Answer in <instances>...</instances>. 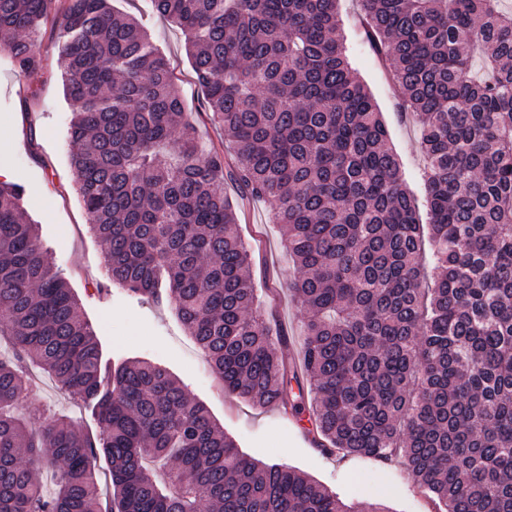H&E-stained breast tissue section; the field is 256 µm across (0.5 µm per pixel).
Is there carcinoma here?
I'll list each match as a JSON object with an SVG mask.
<instances>
[{"mask_svg":"<svg viewBox=\"0 0 512 512\" xmlns=\"http://www.w3.org/2000/svg\"><path fill=\"white\" fill-rule=\"evenodd\" d=\"M361 2L421 125L423 215L337 0H150L224 132L205 147L165 55L111 0H0V51L34 73L38 33L56 29L73 188L105 285L166 299L224 390L257 407L298 413L291 382L307 385L322 452L397 460L438 512H512V12ZM25 193L0 182V512H389L255 460L165 367L104 360ZM254 199L297 266V360L256 312L239 234ZM36 369L91 409L97 436L63 418L28 427Z\"/></svg>","mask_w":512,"mask_h":512,"instance_id":"cac0c4a2","label":"carcinoma"}]
</instances>
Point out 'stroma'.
I'll return each mask as SVG.
<instances>
[{
  "instance_id": "35a3bbf8",
  "label": "stroma",
  "mask_w": 512,
  "mask_h": 512,
  "mask_svg": "<svg viewBox=\"0 0 512 512\" xmlns=\"http://www.w3.org/2000/svg\"><path fill=\"white\" fill-rule=\"evenodd\" d=\"M115 3L140 19L166 54L201 142L216 138L218 132L201 105L202 93L187 61L181 30L153 13L148 0ZM337 8L350 62L383 114L409 185L418 186L424 165L419 125L398 109L396 92L360 24L359 0H338ZM40 40L45 61L32 75L15 74L0 57V166L8 169L10 181L25 186L24 204L41 226L49 260L73 286L104 356L120 353L169 369L190 396L208 406L240 448L257 460L299 468L350 501L378 502L390 512H436L434 502L413 486L398 462L324 454L306 440L302 424L282 418L275 409H260L224 393L167 302L147 303L119 288L98 289L104 272L101 250L72 188L68 163L66 133L73 108L63 95L54 32L44 29ZM240 231L254 250L251 275L259 300L275 306L291 352L299 353L305 309L288 289L297 270L282 246L281 229L266 204L255 201L243 216ZM25 405L37 419L66 415L89 431L97 429L91 411L74 404L46 376H39Z\"/></svg>"
}]
</instances>
